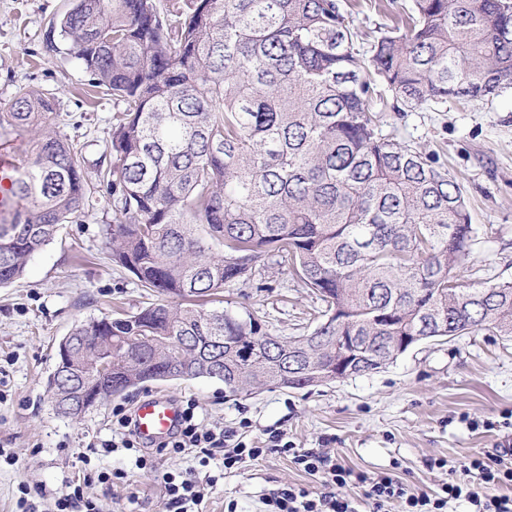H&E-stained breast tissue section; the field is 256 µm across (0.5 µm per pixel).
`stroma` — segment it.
<instances>
[{
	"mask_svg": "<svg viewBox=\"0 0 512 512\" xmlns=\"http://www.w3.org/2000/svg\"><path fill=\"white\" fill-rule=\"evenodd\" d=\"M366 48L412 0H342ZM71 0H0V107L18 86L55 97L49 123L82 149L85 170L111 151L112 98L92 87L81 60L63 38L47 42L52 19ZM382 134L436 154L461 184L477 230L462 282L512 280V90L501 96L448 103L443 112H396L384 103ZM112 197L99 186L92 204L28 262L23 276L0 288V451L15 465L0 466V512H25L18 486L26 484L36 512H50L52 496L80 482L99 512H163V472L218 476L203 512H262V497L286 484L319 491L317 478L294 464L292 448L320 449L357 472L396 470L408 484L438 489L446 471L434 459L460 461L472 450L492 454L512 442V336L468 334L426 341L385 369L303 390L265 387L240 398L223 382L195 378L147 382L104 399L73 421L58 415L48 388L59 341L77 321L133 313L154 302L128 271L112 262L106 228ZM224 306L258 311L273 336H300L317 324V295L279 258L259 260L250 281L224 288ZM166 394L194 403L203 425L234 433L262 447L259 459L224 471L221 459L201 464L188 453L172 457L150 448L155 468L137 469L135 452H102L112 435V409L134 410L149 396ZM280 435L287 450L270 442ZM124 470L127 483H100V470ZM28 502V503H29Z\"/></svg>",
	"mask_w": 512,
	"mask_h": 512,
	"instance_id": "35a3bbf8",
	"label": "stroma"
}]
</instances>
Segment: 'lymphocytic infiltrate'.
Returning <instances> with one entry per match:
<instances>
[{
  "label": "lymphocytic infiltrate",
  "instance_id": "f902f5d3",
  "mask_svg": "<svg viewBox=\"0 0 512 512\" xmlns=\"http://www.w3.org/2000/svg\"><path fill=\"white\" fill-rule=\"evenodd\" d=\"M166 446L170 454L192 450L202 457L222 456L225 469H238L258 459L260 448L245 442H231L226 433L197 422L193 408H186L176 432ZM293 461L309 475L319 479L321 492L285 485L267 494L264 512H358L352 500L336 496L335 490L350 484L358 486L369 512H448L458 501L469 503L473 512H512V467L503 457L471 452L464 461L449 465L447 460H434L436 468L447 470L448 480L433 492L416 489L393 472L371 476L345 468L328 453L296 450ZM167 512H200L208 488L217 484L216 477L198 480L191 474L169 473L164 477Z\"/></svg>",
  "mask_w": 512,
  "mask_h": 512
}]
</instances>
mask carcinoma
<instances>
[{
  "instance_id": "1",
  "label": "carcinoma",
  "mask_w": 512,
  "mask_h": 512,
  "mask_svg": "<svg viewBox=\"0 0 512 512\" xmlns=\"http://www.w3.org/2000/svg\"><path fill=\"white\" fill-rule=\"evenodd\" d=\"M112 94V260L161 302L90 318L58 344L62 415L148 380L206 377L232 396L332 381L336 344L371 373L401 336H512V281L459 282L475 237L461 185L381 134L370 100L441 112L512 88V0H413L364 53L338 0H74L50 22ZM55 100L18 87L0 127L32 135L15 207L0 214V287L96 192L82 152L48 126ZM272 253L325 304L306 335L267 351L261 319L196 304ZM223 340L224 375L209 340ZM112 352V368L85 365ZM315 358L282 380V352Z\"/></svg>"
}]
</instances>
